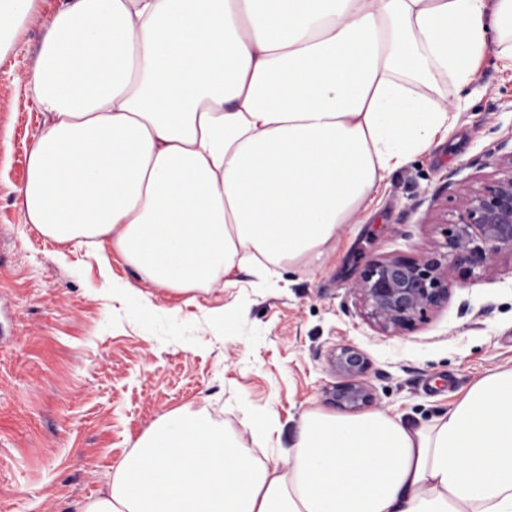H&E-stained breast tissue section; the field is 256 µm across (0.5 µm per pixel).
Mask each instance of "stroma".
<instances>
[{
    "mask_svg": "<svg viewBox=\"0 0 512 512\" xmlns=\"http://www.w3.org/2000/svg\"><path fill=\"white\" fill-rule=\"evenodd\" d=\"M60 0H37L0 55V512H75L165 414L218 416L258 459L268 440L244 432L266 413L281 446L307 412H336L341 348L368 361L373 411L432 427L479 380L512 368V251L468 277L409 330L381 332L350 287L374 257H426L459 213L461 184L480 185L512 157V69L487 54L447 138L387 177L370 208L317 258L238 272L195 293L143 284L153 304L232 314L229 335L198 319L186 336H148L113 298L108 277L135 281L117 253L49 240L24 220L18 190L41 114L27 90Z\"/></svg>",
    "mask_w": 512,
    "mask_h": 512,
    "instance_id": "35a3bbf8",
    "label": "stroma"
}]
</instances>
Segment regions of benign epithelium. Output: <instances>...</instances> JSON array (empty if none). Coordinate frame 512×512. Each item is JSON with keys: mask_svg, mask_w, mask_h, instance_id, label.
<instances>
[{"mask_svg": "<svg viewBox=\"0 0 512 512\" xmlns=\"http://www.w3.org/2000/svg\"><path fill=\"white\" fill-rule=\"evenodd\" d=\"M459 204L458 220L448 224L443 249L422 259L373 258L353 282L354 294L371 308V318L383 332L396 335L440 307L448 299L445 281L455 270L470 275L501 251L512 250V157L498 176L478 187L463 185ZM334 365L344 378L331 392L336 405L352 411L370 405L373 395L361 380L364 355L344 348Z\"/></svg>", "mask_w": 512, "mask_h": 512, "instance_id": "benign-epithelium-1", "label": "benign epithelium"}]
</instances>
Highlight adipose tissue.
<instances>
[{
  "label": "adipose tissue",
  "instance_id": "1",
  "mask_svg": "<svg viewBox=\"0 0 512 512\" xmlns=\"http://www.w3.org/2000/svg\"><path fill=\"white\" fill-rule=\"evenodd\" d=\"M490 53L512 68V0H61L28 84L25 221L179 291L321 254L447 132ZM112 288L145 334L185 330ZM288 459L173 412L77 512H512V369L430 434L306 413Z\"/></svg>",
  "mask_w": 512,
  "mask_h": 512
}]
</instances>
